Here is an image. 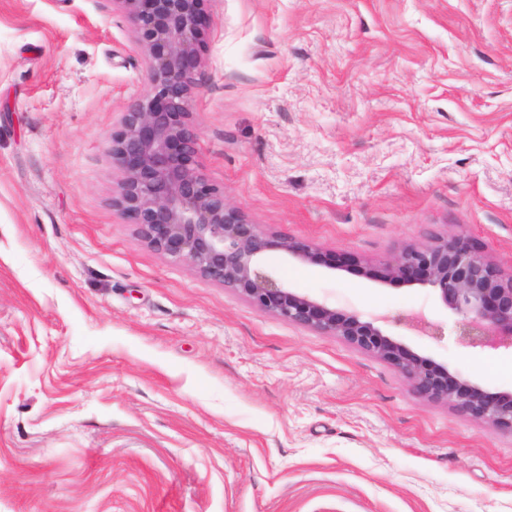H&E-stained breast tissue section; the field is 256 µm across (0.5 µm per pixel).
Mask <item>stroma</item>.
Masks as SVG:
<instances>
[{"mask_svg": "<svg viewBox=\"0 0 512 512\" xmlns=\"http://www.w3.org/2000/svg\"><path fill=\"white\" fill-rule=\"evenodd\" d=\"M198 163L316 244L294 291L491 392L437 293L360 266L467 235L512 273V0H205ZM112 0H0V512H512V435L147 247L110 137L149 90Z\"/></svg>", "mask_w": 512, "mask_h": 512, "instance_id": "stroma-1", "label": "stroma"}]
</instances>
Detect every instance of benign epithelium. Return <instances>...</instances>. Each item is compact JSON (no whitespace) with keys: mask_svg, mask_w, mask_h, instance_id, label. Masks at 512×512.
Returning <instances> with one entry per match:
<instances>
[{"mask_svg":"<svg viewBox=\"0 0 512 512\" xmlns=\"http://www.w3.org/2000/svg\"><path fill=\"white\" fill-rule=\"evenodd\" d=\"M144 49L149 93L124 112L112 132V165L122 175L112 205L137 226L149 248L186 262L201 277L243 296L277 319L336 336L393 366L412 392L443 402L495 431L512 434V391L488 392L384 333L400 327L439 339L444 327L422 309L397 314L339 312L293 291L266 264L270 251L331 269L319 247L250 223L209 184L198 165L199 131L191 112L197 93L205 18L203 0H115ZM368 280L405 282L435 290L458 316L464 347L512 350V275L505 277L464 234L407 246L393 260L366 263Z\"/></svg>","mask_w":512,"mask_h":512,"instance_id":"7a95c632","label":"benign epithelium"}]
</instances>
